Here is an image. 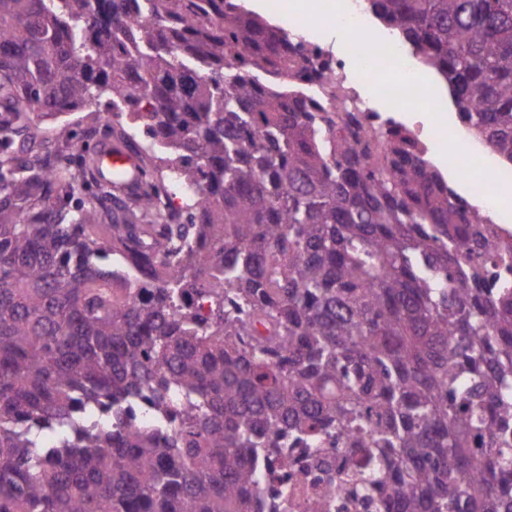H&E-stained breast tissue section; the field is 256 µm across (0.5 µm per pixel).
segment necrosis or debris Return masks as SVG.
I'll return each mask as SVG.
<instances>
[{
    "mask_svg": "<svg viewBox=\"0 0 512 512\" xmlns=\"http://www.w3.org/2000/svg\"><path fill=\"white\" fill-rule=\"evenodd\" d=\"M323 4L292 17L293 25L315 30L305 38L291 36L292 48H305L309 63L304 86L327 109H339L344 122L368 136L374 130L400 127L399 111L425 112L429 121L415 124L410 137L417 148L437 151L442 146L445 100L433 97L415 81L420 59L392 31L373 26L366 0H339L335 13L321 20ZM512 188V167H495L492 175L471 182L474 210L493 228L502 248L512 251V208L503 206V188Z\"/></svg>",
    "mask_w": 512,
    "mask_h": 512,
    "instance_id": "4bbe7bcc",
    "label": "necrosis or debris"
}]
</instances>
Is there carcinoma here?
Returning <instances> with one entry per match:
<instances>
[{
	"label": "carcinoma",
	"mask_w": 512,
	"mask_h": 512,
	"mask_svg": "<svg viewBox=\"0 0 512 512\" xmlns=\"http://www.w3.org/2000/svg\"><path fill=\"white\" fill-rule=\"evenodd\" d=\"M512 166V0H371ZM238 0H0V512H512V286L406 137ZM49 140L36 117L77 116ZM147 138L131 191L89 144ZM323 485L315 480L313 474L292 469L288 464V499L291 502L289 512H313L312 503L321 495Z\"/></svg>",
	"instance_id": "1"
}]
</instances>
